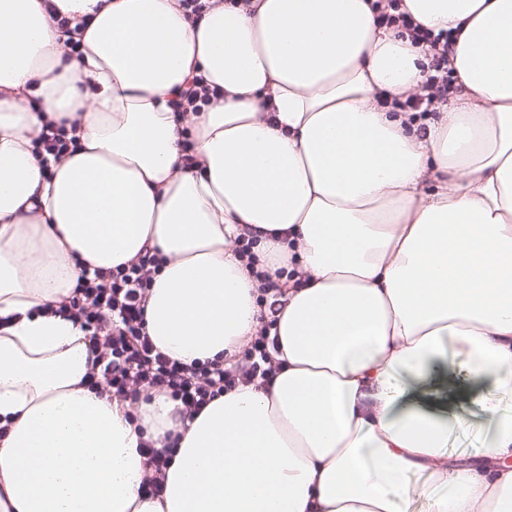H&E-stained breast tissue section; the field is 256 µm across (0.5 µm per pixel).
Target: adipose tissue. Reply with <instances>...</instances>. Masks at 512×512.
<instances>
[{
	"label": "adipose tissue",
	"mask_w": 512,
	"mask_h": 512,
	"mask_svg": "<svg viewBox=\"0 0 512 512\" xmlns=\"http://www.w3.org/2000/svg\"><path fill=\"white\" fill-rule=\"evenodd\" d=\"M372 3L0 0V512H512V0H404L453 39L425 115L394 102L427 52ZM192 80L214 95L179 111ZM149 251L156 349L233 362L270 321L269 382L193 417L89 388L52 308ZM480 444L479 434L471 428H462L455 432L448 441V454L452 457L463 458ZM145 451L148 455V462L152 474L145 478V481L142 483V488L147 495L159 497L164 491L162 472L168 466L170 456L155 448H145Z\"/></svg>",
	"instance_id": "obj_1"
}]
</instances>
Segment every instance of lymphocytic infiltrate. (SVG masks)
Returning <instances> with one entry per match:
<instances>
[{
    "mask_svg": "<svg viewBox=\"0 0 512 512\" xmlns=\"http://www.w3.org/2000/svg\"><path fill=\"white\" fill-rule=\"evenodd\" d=\"M372 8L382 23L401 26L413 43L427 45L431 53L428 96H409L400 102V109L418 112L425 99H442L448 91L450 33L420 28L404 11L403 0H374ZM162 264L161 256L148 253L106 273L81 270L71 299L58 306V313L78 320L89 334L93 385L134 403L162 392L195 415L237 384L272 378L271 327L267 324L248 343L243 357L227 366L218 361L186 365L156 350L144 330L145 308Z\"/></svg>",
    "mask_w": 512,
    "mask_h": 512,
    "instance_id": "obj_1",
    "label": "lymphocytic infiltrate"
}]
</instances>
